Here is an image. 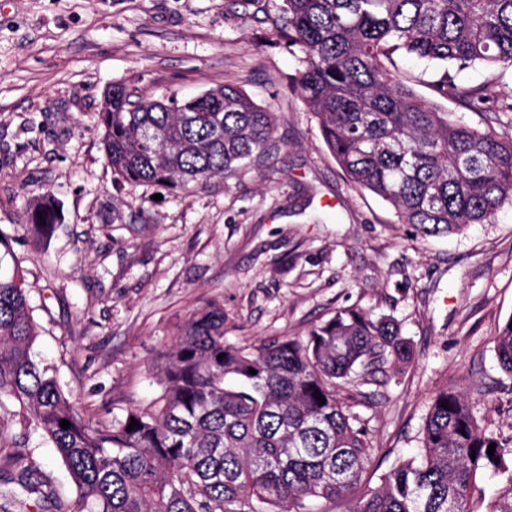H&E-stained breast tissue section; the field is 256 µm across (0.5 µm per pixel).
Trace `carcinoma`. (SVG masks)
<instances>
[{"label": "carcinoma", "mask_w": 512, "mask_h": 512, "mask_svg": "<svg viewBox=\"0 0 512 512\" xmlns=\"http://www.w3.org/2000/svg\"><path fill=\"white\" fill-rule=\"evenodd\" d=\"M284 2L280 37L305 54L293 85L354 187L424 236L460 233L512 202V123L481 128L438 111L396 61L434 66L442 98L469 107L490 100L496 80L470 85L457 74L512 73V0ZM96 124L112 173L125 182L183 189L278 149L273 113L230 84L166 103L114 86ZM52 221L48 212L30 216L40 236ZM10 257L12 238L0 228V434L20 415L54 448L75 489L71 501L43 490L31 458L13 455L9 466L29 493L54 499L56 512H311L307 501L343 496L351 512H476L479 478L494 481L484 512H512V436L481 427L455 385L433 397L420 451L366 487L367 424L337 388L377 384L387 364L410 362L393 319L343 308L304 342L250 348L224 340V309L211 304L178 330L161 368L163 394L95 421L35 353L24 277ZM495 353L512 376V317Z\"/></svg>", "instance_id": "1"}]
</instances>
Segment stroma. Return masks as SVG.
Here are the masks:
<instances>
[{
	"label": "stroma",
	"instance_id": "obj_1",
	"mask_svg": "<svg viewBox=\"0 0 512 512\" xmlns=\"http://www.w3.org/2000/svg\"><path fill=\"white\" fill-rule=\"evenodd\" d=\"M284 0H0V228L24 272L36 350L89 416L153 402L177 325L210 302L237 346L306 340L336 310L394 318L412 362L353 410L372 465L422 446L434 395L461 386L479 424L512 434V378L494 338L512 318V204L450 236L417 235L351 186L290 78L303 53L278 36ZM232 84L273 112L278 148L188 190L118 180L96 128L106 92L185 99ZM58 212L51 238L27 216ZM33 456L60 496L69 478L38 432Z\"/></svg>",
	"mask_w": 512,
	"mask_h": 512
}]
</instances>
